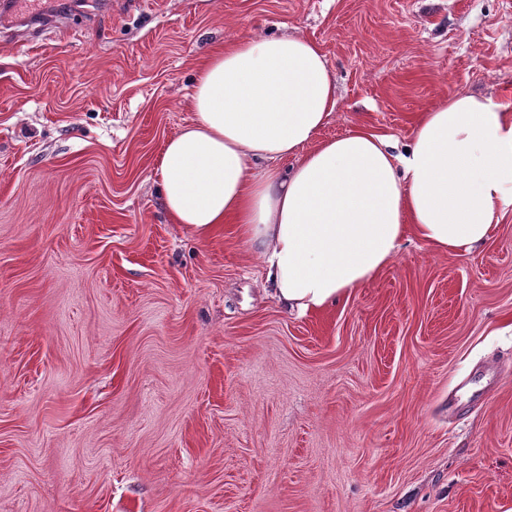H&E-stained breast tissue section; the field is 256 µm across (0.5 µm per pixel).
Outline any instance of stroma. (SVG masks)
<instances>
[{
  "label": "stroma",
  "mask_w": 512,
  "mask_h": 512,
  "mask_svg": "<svg viewBox=\"0 0 512 512\" xmlns=\"http://www.w3.org/2000/svg\"><path fill=\"white\" fill-rule=\"evenodd\" d=\"M0 21V512H512V213L336 305L158 193L203 55L298 35L326 140L512 104V0H39ZM458 399L461 411L448 409Z\"/></svg>",
  "instance_id": "obj_1"
}]
</instances>
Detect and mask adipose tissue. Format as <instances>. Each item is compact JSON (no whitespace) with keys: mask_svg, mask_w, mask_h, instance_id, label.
Instances as JSON below:
<instances>
[{"mask_svg":"<svg viewBox=\"0 0 512 512\" xmlns=\"http://www.w3.org/2000/svg\"><path fill=\"white\" fill-rule=\"evenodd\" d=\"M336 76L301 36L239 37L198 67L192 123L168 139L159 187L173 223L237 224L273 296L307 313L347 297L407 232L455 251L512 211V105L459 94L422 112L403 149L359 124L318 141Z\"/></svg>","mask_w":512,"mask_h":512,"instance_id":"obj_1","label":"adipose tissue"}]
</instances>
